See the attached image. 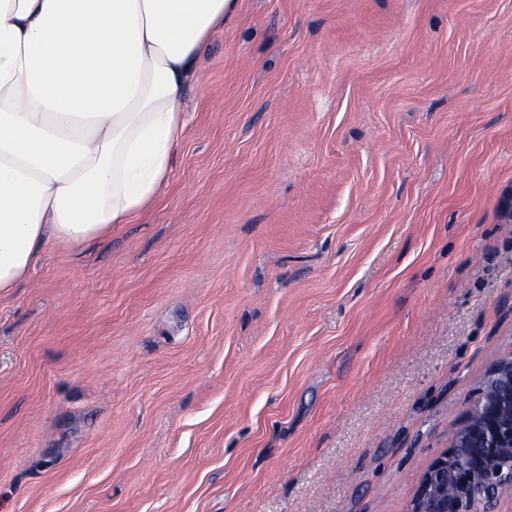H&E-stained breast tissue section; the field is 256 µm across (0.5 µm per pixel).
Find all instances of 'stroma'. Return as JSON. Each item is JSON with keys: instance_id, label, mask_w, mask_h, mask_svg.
Here are the masks:
<instances>
[{"instance_id": "35a3bbf8", "label": "stroma", "mask_w": 512, "mask_h": 512, "mask_svg": "<svg viewBox=\"0 0 512 512\" xmlns=\"http://www.w3.org/2000/svg\"><path fill=\"white\" fill-rule=\"evenodd\" d=\"M197 74L0 298V512H408L512 350V0H239Z\"/></svg>"}]
</instances>
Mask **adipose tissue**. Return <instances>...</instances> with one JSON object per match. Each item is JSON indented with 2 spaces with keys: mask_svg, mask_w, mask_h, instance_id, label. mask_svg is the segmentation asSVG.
I'll return each mask as SVG.
<instances>
[{
  "mask_svg": "<svg viewBox=\"0 0 512 512\" xmlns=\"http://www.w3.org/2000/svg\"><path fill=\"white\" fill-rule=\"evenodd\" d=\"M238 0H0V295L47 243L111 234L167 184L197 62Z\"/></svg>",
  "mask_w": 512,
  "mask_h": 512,
  "instance_id": "adipose-tissue-1",
  "label": "adipose tissue"
}]
</instances>
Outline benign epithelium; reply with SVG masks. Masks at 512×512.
<instances>
[{
    "label": "benign epithelium",
    "instance_id": "benign-epithelium-1",
    "mask_svg": "<svg viewBox=\"0 0 512 512\" xmlns=\"http://www.w3.org/2000/svg\"><path fill=\"white\" fill-rule=\"evenodd\" d=\"M512 490V351L486 371L481 397L422 473L410 512H495Z\"/></svg>",
    "mask_w": 512,
    "mask_h": 512
}]
</instances>
